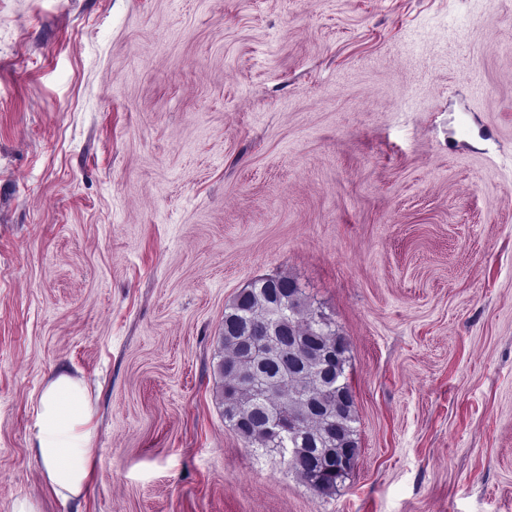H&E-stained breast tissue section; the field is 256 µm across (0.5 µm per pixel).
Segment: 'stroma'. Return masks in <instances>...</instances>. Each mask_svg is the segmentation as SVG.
Wrapping results in <instances>:
<instances>
[{"instance_id": "stroma-1", "label": "stroma", "mask_w": 512, "mask_h": 512, "mask_svg": "<svg viewBox=\"0 0 512 512\" xmlns=\"http://www.w3.org/2000/svg\"><path fill=\"white\" fill-rule=\"evenodd\" d=\"M346 336L330 498L225 423L224 306ZM97 450L61 501L56 373ZM512 512V0H0V512ZM92 409L85 383L62 373L38 398L32 450L42 463L44 481L64 501L81 495L95 454Z\"/></svg>"}]
</instances>
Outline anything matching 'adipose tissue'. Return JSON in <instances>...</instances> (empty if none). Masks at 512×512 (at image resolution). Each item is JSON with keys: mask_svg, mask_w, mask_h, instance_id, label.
Masks as SVG:
<instances>
[{"mask_svg": "<svg viewBox=\"0 0 512 512\" xmlns=\"http://www.w3.org/2000/svg\"><path fill=\"white\" fill-rule=\"evenodd\" d=\"M92 409L85 383L63 373L38 398L32 449L42 463L44 481L68 500L81 495L95 454Z\"/></svg>", "mask_w": 512, "mask_h": 512, "instance_id": "ef3b65f1", "label": "adipose tissue"}]
</instances>
